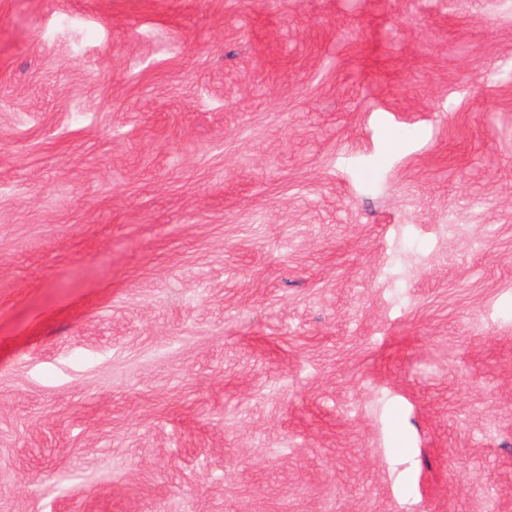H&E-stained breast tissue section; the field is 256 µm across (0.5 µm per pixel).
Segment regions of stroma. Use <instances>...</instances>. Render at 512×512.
<instances>
[{
	"label": "stroma",
	"instance_id": "stroma-1",
	"mask_svg": "<svg viewBox=\"0 0 512 512\" xmlns=\"http://www.w3.org/2000/svg\"><path fill=\"white\" fill-rule=\"evenodd\" d=\"M0 512H512V0H0Z\"/></svg>",
	"mask_w": 512,
	"mask_h": 512
}]
</instances>
